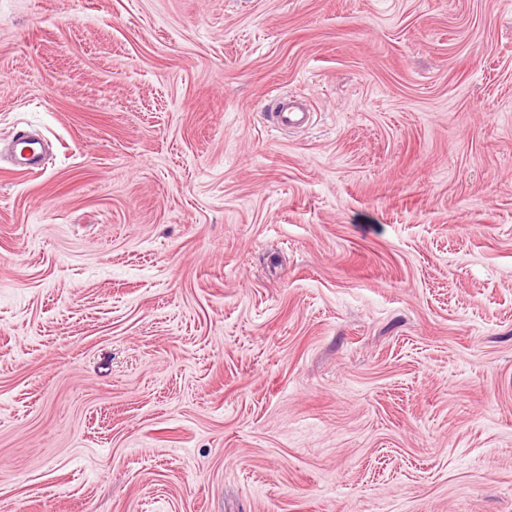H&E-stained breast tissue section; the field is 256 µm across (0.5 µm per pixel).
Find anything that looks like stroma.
Here are the masks:
<instances>
[{
	"mask_svg": "<svg viewBox=\"0 0 512 512\" xmlns=\"http://www.w3.org/2000/svg\"><path fill=\"white\" fill-rule=\"evenodd\" d=\"M24 129L0 512H512V0H0ZM268 109L277 130L288 132L309 126L311 113L295 96L277 94L269 99ZM16 140L12 148L14 163L19 171L27 173L38 172L44 166L43 150L39 146L40 141H32L25 132L19 131L16 134ZM21 145L19 154L16 147Z\"/></svg>",
	"mask_w": 512,
	"mask_h": 512,
	"instance_id": "stroma-1",
	"label": "stroma"
}]
</instances>
